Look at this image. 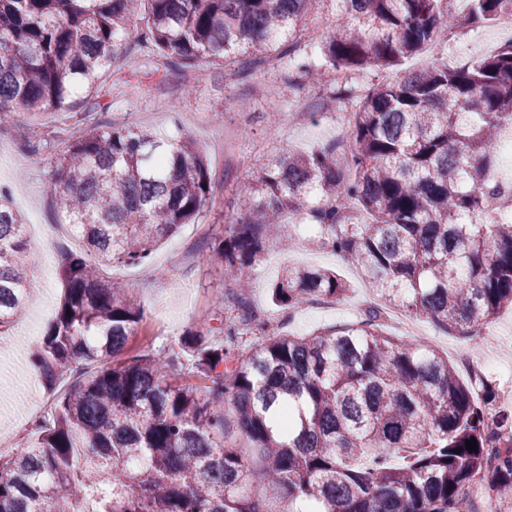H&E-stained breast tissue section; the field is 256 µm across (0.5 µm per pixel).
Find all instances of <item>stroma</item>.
Here are the masks:
<instances>
[{
  "mask_svg": "<svg viewBox=\"0 0 512 512\" xmlns=\"http://www.w3.org/2000/svg\"><path fill=\"white\" fill-rule=\"evenodd\" d=\"M511 40L491 31L480 40L460 26L440 38L435 50H424L387 72L357 74L352 84L363 92L441 61L480 59ZM197 71L204 73V83H194ZM105 100L110 108L99 116L103 124L132 125L157 133L181 131L206 156L212 175L213 202L197 223L161 243L148 264L112 268L113 276L150 317V335L139 343L146 351L199 329L217 308H232L233 282L223 265L198 262L201 238L223 233L271 155L308 151L344 139L346 108L344 101L317 87L289 88L276 70L262 68L242 76L235 67L203 63L195 70L157 71L137 55L124 63L122 80L109 89ZM240 100L247 102V109L237 108ZM273 110L280 114L275 124L266 119ZM69 139V132L55 124L28 121L0 129V185L9 188L13 205L25 216L29 245L38 257L32 301L9 334L0 336L2 456L25 448L29 421L47 414L53 405L30 368L29 353L40 343L62 294L58 265L69 241L59 228L51 188L56 159ZM288 266L336 271L350 289L339 301L313 302L287 313L273 302L270 287ZM253 280V312L261 320L274 322L280 332L308 336L360 320L367 311L369 291L355 269L304 237L292 247L264 253L253 268ZM414 324L415 339L447 356L462 378L477 372L496 387L512 385L511 309L478 327L471 337L444 332L422 317L415 318Z\"/></svg>",
  "mask_w": 512,
  "mask_h": 512,
  "instance_id": "obj_1",
  "label": "stroma"
}]
</instances>
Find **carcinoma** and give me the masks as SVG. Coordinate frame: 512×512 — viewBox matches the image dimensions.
<instances>
[{
	"label": "carcinoma",
	"instance_id": "obj_1",
	"mask_svg": "<svg viewBox=\"0 0 512 512\" xmlns=\"http://www.w3.org/2000/svg\"><path fill=\"white\" fill-rule=\"evenodd\" d=\"M313 0H0V128L7 121L75 129L52 195L81 247L63 254L64 293L30 355L57 393L30 446L0 460V512H471L473 478L512 494V415L493 424L490 381H463L422 342L383 330L380 312L314 336L285 332L242 350L224 317L147 354L120 357L147 311L104 275L139 266L198 220L212 197L204 156L188 137L102 125L128 24L156 68L282 62L293 86L324 85L354 106L352 143L267 160L224 233L199 249L222 263L244 307L258 257L295 233L358 268L387 307L470 336L512 308V188H501L497 135L512 120V41L474 62L435 65L357 97L346 74L384 71L463 18L473 32L512 0H319L336 24L313 36ZM318 41L319 53L307 51ZM22 214L0 189V334L25 310L35 267ZM335 272L289 267L272 295L292 313L336 301ZM231 413L241 447L225 441ZM476 439L477 450L465 443ZM264 497L251 495L254 475Z\"/></svg>",
	"mask_w": 512,
	"mask_h": 512
}]
</instances>
